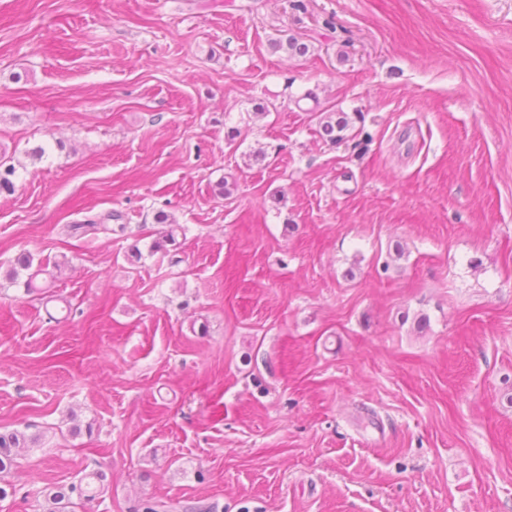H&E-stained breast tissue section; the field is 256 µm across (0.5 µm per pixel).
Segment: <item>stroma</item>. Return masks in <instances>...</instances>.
Instances as JSON below:
<instances>
[{"instance_id":"obj_1","label":"stroma","mask_w":512,"mask_h":512,"mask_svg":"<svg viewBox=\"0 0 512 512\" xmlns=\"http://www.w3.org/2000/svg\"><path fill=\"white\" fill-rule=\"evenodd\" d=\"M1 156L0 512H512V0H0ZM350 129V120L343 112L325 113L319 122V134L323 139L333 142L342 141L346 138V132ZM112 217L116 218V215L110 213L100 220L87 219L83 221L82 224H70L68 225L70 236L85 237L88 235H97L99 233L111 232L112 228L109 226V224H104V220H111ZM27 443L26 436L20 432L0 434V473L10 471L17 456L16 449ZM97 471L85 474L77 483L68 486L48 488L47 497L50 503L49 512H76V508H82L86 503L105 493V487L93 488V481H99ZM210 512L208 507L199 505H181L179 502H170L154 497L141 499L136 512Z\"/></svg>"}]
</instances>
